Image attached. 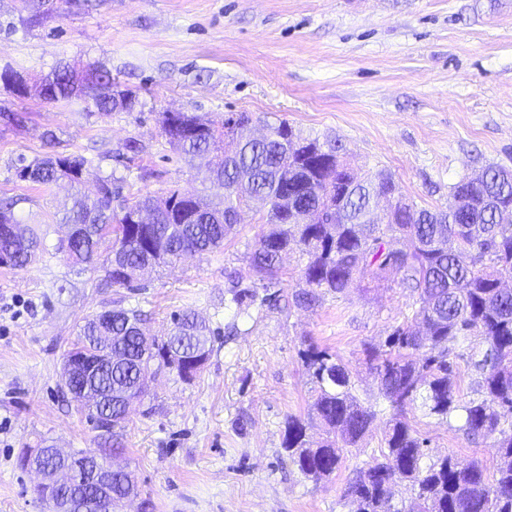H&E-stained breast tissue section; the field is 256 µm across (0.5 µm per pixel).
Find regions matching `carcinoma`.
Returning <instances> with one entry per match:
<instances>
[{
    "label": "carcinoma",
    "mask_w": 512,
    "mask_h": 512,
    "mask_svg": "<svg viewBox=\"0 0 512 512\" xmlns=\"http://www.w3.org/2000/svg\"><path fill=\"white\" fill-rule=\"evenodd\" d=\"M0 81L14 95L36 96L48 103L73 97L92 100L102 116L130 112L137 92L120 89L103 67L80 75L57 66L20 93L7 73ZM261 141H237L199 115L165 112L162 133L169 145L194 158L223 149L250 180L224 193V207L212 206L200 196L183 206L180 192L152 199L122 200L114 208V181H99L95 198L77 192L59 223L72 226L61 251L76 263L101 264L100 286L133 287L145 268L172 264L188 253L218 251L233 234L236 202L245 194L260 193L270 200L262 215L264 229L250 256V267L262 282L261 303L280 302L283 252L305 259L299 280L304 287L291 294L301 308L316 306L323 293L343 294L369 276L376 282L389 275L418 294L411 321L396 327L384 344L367 349L378 379L379 395L393 411L384 431V448L357 470L346 483L344 496L353 512H391L395 487L406 482L416 492L419 512H512V292L501 283L512 280V170L487 167L485 180L472 185L461 179L450 191L465 199L460 213L446 219L437 211L404 203L402 214L389 224H359L370 193L391 191L393 180L368 176L351 187L353 177L336 164L340 147L305 137L286 121L266 124ZM296 136L299 149L288 137ZM85 157L53 153L23 166L25 181L49 186L60 180L82 183ZM289 194L309 209L328 211L320 224H295L301 212L282 208ZM16 201H0V266L25 268L36 261L37 232L15 217ZM154 212L151 224H136L133 215ZM145 318L138 309H112V323L101 330L100 315L87 319L68 356L94 358L106 346L95 336L112 337L117 361L95 378L79 384L100 397L96 407L112 412V433L103 451H121L117 430L125 422V404L110 397L120 389L140 399L149 383L166 371H176L191 382L205 369L212 353L211 329L198 314L186 309L171 316L172 327L163 338L146 344ZM480 339V358L471 359L477 372L478 398H462L449 356L464 341ZM315 385L313 410L326 438L314 443L308 424L290 416L285 423L283 451L305 477L322 480L341 468L344 452L369 432L376 412L353 394L350 371L335 354L310 344L300 352ZM421 402L425 414L446 418L464 413L461 430L472 437L492 438L499 462L488 471L480 462L462 465L445 456L424 463L427 440L406 418V408ZM132 476L112 474L110 512H119Z\"/></svg>",
    "instance_id": "obj_1"
}]
</instances>
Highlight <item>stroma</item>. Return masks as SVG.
Masks as SVG:
<instances>
[{"label":"stroma","mask_w":512,"mask_h":512,"mask_svg":"<svg viewBox=\"0 0 512 512\" xmlns=\"http://www.w3.org/2000/svg\"><path fill=\"white\" fill-rule=\"evenodd\" d=\"M18 0H0V72L38 76L66 61L103 64L136 89L133 111L101 118L91 100L46 103L0 84V106L27 112L20 128L0 123V200L35 227L42 257L0 267V512H46L37 476L18 465L24 448L69 453L97 447L96 430L63 389L61 366L83 319L137 308L151 335L172 313L192 309L212 330L213 352L193 382L161 379L134 405L118 465L139 495L122 512H350L342 491L383 446L391 410L378 395L365 349L410 321L416 293L399 279H364L310 309L232 300L262 232L245 212L221 251L146 272L136 288H101L97 272L67 260L57 224L74 193L41 186L18 169L59 150L86 160L85 190L117 180L124 196L176 190L224 201L207 181L217 156L189 160L166 144L161 113L194 112L215 124L245 112L256 128L285 119L303 134L340 142L359 173L385 172L403 196L432 210L449 188L489 164L512 169V0H92L89 9L26 22ZM145 151L127 161L128 139ZM335 352L357 397L377 416L330 479L302 476L282 449L288 416L308 417L315 398L299 352ZM430 456L497 463L493 439H469L459 416L407 412Z\"/></svg>","instance_id":"1"}]
</instances>
